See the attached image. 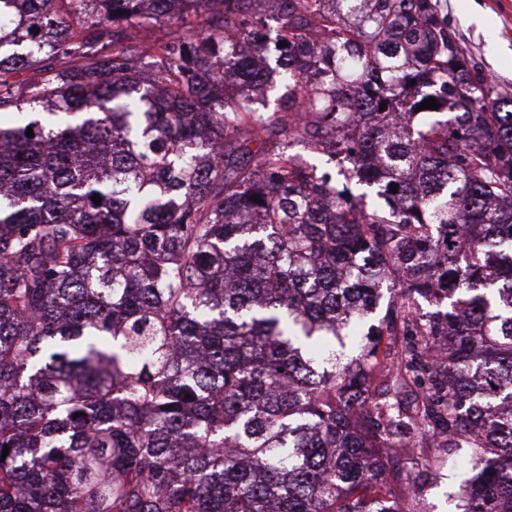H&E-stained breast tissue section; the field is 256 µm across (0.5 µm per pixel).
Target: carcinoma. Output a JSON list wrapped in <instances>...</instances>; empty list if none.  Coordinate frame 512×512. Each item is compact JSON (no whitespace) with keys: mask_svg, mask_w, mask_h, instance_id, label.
I'll return each mask as SVG.
<instances>
[{"mask_svg":"<svg viewBox=\"0 0 512 512\" xmlns=\"http://www.w3.org/2000/svg\"><path fill=\"white\" fill-rule=\"evenodd\" d=\"M250 2L0 0V512H414L416 442L512 512V92L436 0Z\"/></svg>","mask_w":512,"mask_h":512,"instance_id":"1","label":"carcinoma"}]
</instances>
